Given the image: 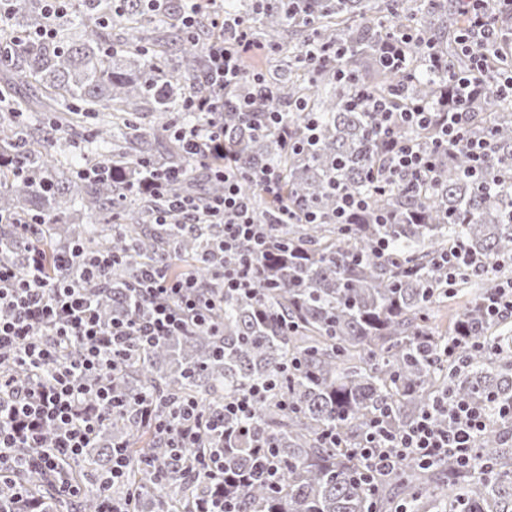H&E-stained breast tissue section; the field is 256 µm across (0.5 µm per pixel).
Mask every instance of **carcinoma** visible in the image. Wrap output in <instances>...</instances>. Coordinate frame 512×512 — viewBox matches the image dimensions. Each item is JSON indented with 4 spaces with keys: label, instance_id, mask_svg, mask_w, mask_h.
<instances>
[{
    "label": "carcinoma",
    "instance_id": "1",
    "mask_svg": "<svg viewBox=\"0 0 512 512\" xmlns=\"http://www.w3.org/2000/svg\"><path fill=\"white\" fill-rule=\"evenodd\" d=\"M45 0H13L12 18L25 25L0 42V210L25 216L74 212L87 223L53 227L50 246L110 249L121 258L112 282L92 292L108 318L128 311L134 273L156 263L172 276L194 275L220 294L203 257L216 244V225L155 223L161 201L132 187L153 172L190 167L175 131L206 117L189 111L192 95L211 93L205 80L206 45L220 32L201 15L194 34L178 28L175 0H71L69 16H57L52 37L34 39L51 19ZM227 7L248 23V36L276 56L261 72L273 94L262 109L283 111L295 102L316 120L307 141L304 115L288 114L285 144L274 128L224 109L212 115L224 137L215 157L240 173L242 193L255 219L272 225V246L258 257L249 297L224 293V335L206 330L166 336L131 352L113 374L117 391L156 400V415L192 401L218 417L224 402L251 385L271 380L275 388L256 405L249 432L233 443L206 436L197 448H173L153 426L134 414L117 413L104 423L93 447L63 463L65 480L81 494H59L57 478L27 466L18 487L0 484V505L9 512H98L104 496H131L135 512H196L200 499L233 500L235 512H512V420L491 416L465 473L445 463L423 469L405 460L376 476L377 491L362 483L352 450L386 415L391 433L415 421L445 394L455 399L512 403V321L485 314L484 297L512 267H493L512 253V100L494 94L471 105L465 134L493 146L483 176L470 175L466 152L442 158L430 182L413 192L375 189L366 173L378 170L381 131L368 111L348 104L349 82L363 84L395 107L414 99L443 108L448 102L444 71H430L432 53L457 70L470 65L457 35L464 24L463 0H230ZM412 34L406 67L378 62L387 34ZM313 43L343 54L333 64L303 55ZM502 62L490 59L478 76L490 89ZM341 70L348 81L338 79ZM35 85L22 97L14 83ZM152 114L151 124L138 121ZM92 119V139L109 152L107 173L88 159L60 170L54 153L70 152L66 129ZM166 133L172 149L149 154L141 145ZM276 172L274 197L252 180V170ZM23 174H17V169ZM338 182L368 199L367 211L351 224L334 223L330 184ZM224 184L194 173L168 185L170 195L214 197ZM124 198L126 223L112 227V201ZM314 211L318 223L304 214ZM383 239L388 250L375 244ZM461 241L489 266V273L461 271L452 288L437 259ZM454 310L448 328L434 324L437 309ZM465 337L460 358L444 361L440 347ZM337 435L339 444L325 439ZM273 445L277 482L261 474L257 445ZM125 447L131 467L120 484L104 482L112 446ZM224 459V484L205 480L199 461Z\"/></svg>",
    "mask_w": 512,
    "mask_h": 512
}]
</instances>
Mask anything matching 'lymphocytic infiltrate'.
<instances>
[{
	"label": "lymphocytic infiltrate",
	"instance_id": "f902f5d3",
	"mask_svg": "<svg viewBox=\"0 0 512 512\" xmlns=\"http://www.w3.org/2000/svg\"><path fill=\"white\" fill-rule=\"evenodd\" d=\"M467 22L459 37L462 53L471 57L472 70L481 69L487 56L501 54L512 40L506 39L488 16V0H467ZM222 40L209 49L207 79L215 92L209 97L188 98L187 107L203 114L224 109L225 87L239 83L242 55L251 53L245 25L239 17L220 14ZM450 105L438 112L423 101H409L404 108H392L388 100L373 96L366 88L352 89L356 107L377 113L387 133L385 166L373 174L372 182L399 185L406 179L424 183L431 180L438 154L465 145L477 162L489 153L486 140H465L463 127L471 101L481 88L470 73L449 71ZM405 126L433 129L425 141L404 140L396 131ZM224 184L221 196L205 203L170 197L165 193L178 171L152 177L138 190L163 198L159 223L184 226L199 223L201 215L211 217L222 231L224 257L215 264V275L223 291L247 293L255 278L254 254L264 251L271 227L256 223L249 205L239 192V175L229 167L214 169ZM42 216L31 218L0 211V365L10 364L33 370L52 366L50 379L11 380L0 375V479L10 478L23 466L20 449L35 448L36 466L44 472L58 471L66 458L91 447L99 427L114 413L133 410L143 420L154 421L158 432L171 437L175 447H196L201 433L212 421L203 417L196 404L175 407L169 418L154 419L155 403L148 395L133 398L116 394L107 374L122 366L130 343L152 345L165 336L197 328L217 331L214 311L218 303L208 295L207 284L193 277L170 276L163 266L152 264L139 270L132 295V313L103 320L90 299V289L106 285L120 259L109 251L84 252L82 247L49 249L39 227ZM20 261H12V254ZM59 277L46 273L48 266ZM72 357L63 352L70 346ZM486 427L480 406L472 401L438 400L408 428L388 431L383 419H376L365 441L355 450L367 471L391 469L399 460L425 465L455 459L458 469H469L478 432Z\"/></svg>",
	"mask_w": 512,
	"mask_h": 512
}]
</instances>
